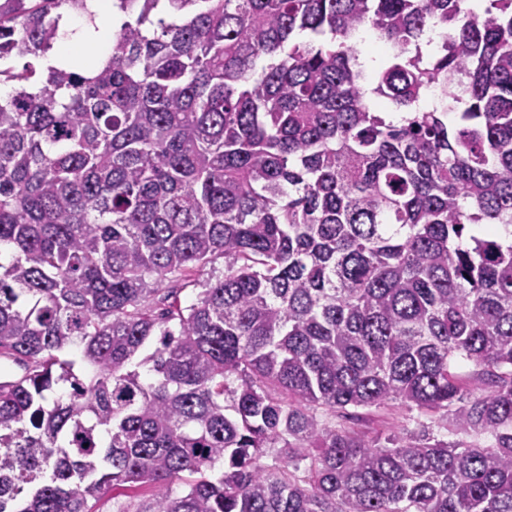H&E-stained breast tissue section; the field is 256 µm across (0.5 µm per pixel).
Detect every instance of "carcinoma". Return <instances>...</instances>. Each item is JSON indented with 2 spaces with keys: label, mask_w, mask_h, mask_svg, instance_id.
Wrapping results in <instances>:
<instances>
[{
  "label": "carcinoma",
  "mask_w": 512,
  "mask_h": 512,
  "mask_svg": "<svg viewBox=\"0 0 512 512\" xmlns=\"http://www.w3.org/2000/svg\"><path fill=\"white\" fill-rule=\"evenodd\" d=\"M91 6L0 0V512H512V0H112L51 64ZM92 10L96 12L98 23L102 28L101 37L86 41L81 46H74L68 39H62L53 51L52 64L64 57L85 52V55L93 58H103L107 49L112 44V35L121 24L120 17L112 13V0H94ZM362 412V428L370 435L386 434L395 425L405 424L407 421L395 407H387L381 410L371 411L359 410Z\"/></svg>",
  "instance_id": "cac0c4a2"
}]
</instances>
